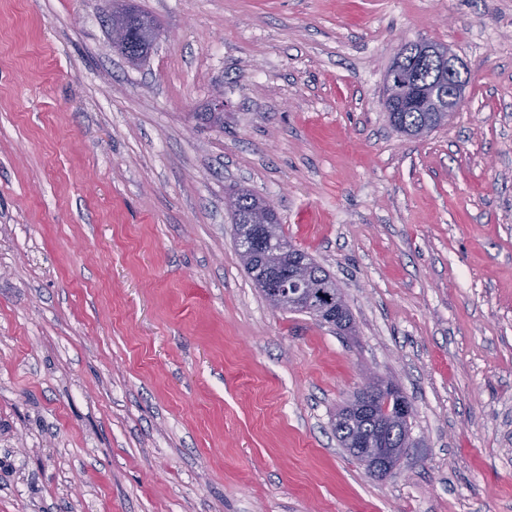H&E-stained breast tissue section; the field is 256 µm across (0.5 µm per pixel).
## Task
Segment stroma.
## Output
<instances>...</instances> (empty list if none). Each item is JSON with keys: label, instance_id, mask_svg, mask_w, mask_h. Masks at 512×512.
Listing matches in <instances>:
<instances>
[{"label": "stroma", "instance_id": "1", "mask_svg": "<svg viewBox=\"0 0 512 512\" xmlns=\"http://www.w3.org/2000/svg\"><path fill=\"white\" fill-rule=\"evenodd\" d=\"M0 0V512H512V0ZM466 100L381 106L404 44ZM220 123L204 120L216 97ZM275 201L354 319L273 311L229 194ZM413 406L377 478L336 412ZM132 14H123L119 22L114 21L110 24L112 42L120 49L128 53L132 42L134 41V30L130 25V16ZM425 50L432 57L442 56L444 60L448 61V98L441 97L440 100H437L434 97V102L439 112H448L449 115L450 112L455 111L458 105L461 106L465 102L466 86L462 80L464 68L459 59L445 46L428 44ZM447 101L448 109L443 105V102ZM433 114L434 112H422L416 107H411L404 112H398L395 122L391 125L400 133L417 137L420 127L429 124ZM383 396L381 420L378 424V440L354 438L349 447L355 453L363 455L367 461L369 473L374 477H385L402 463L406 448H391L389 443V424L393 420L409 421L412 407L400 391L379 377L369 376L364 383L342 405L345 412L365 414L371 408L377 410V402Z\"/></svg>", "mask_w": 512, "mask_h": 512}]
</instances>
